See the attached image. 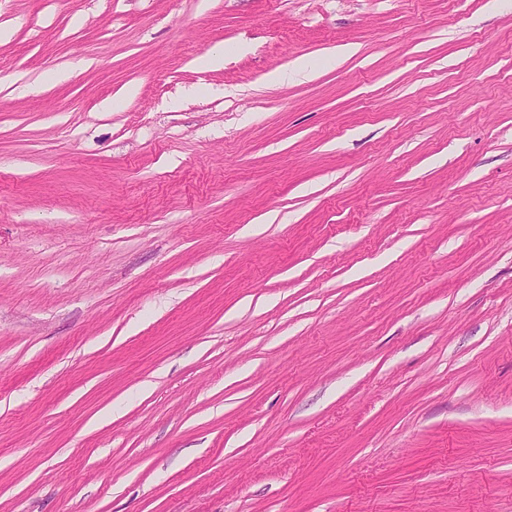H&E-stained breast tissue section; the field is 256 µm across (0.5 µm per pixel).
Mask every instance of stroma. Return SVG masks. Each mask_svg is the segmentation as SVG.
Here are the masks:
<instances>
[{"label":"stroma","instance_id":"1","mask_svg":"<svg viewBox=\"0 0 512 512\" xmlns=\"http://www.w3.org/2000/svg\"><path fill=\"white\" fill-rule=\"evenodd\" d=\"M0 34V512H512V0Z\"/></svg>","mask_w":512,"mask_h":512}]
</instances>
